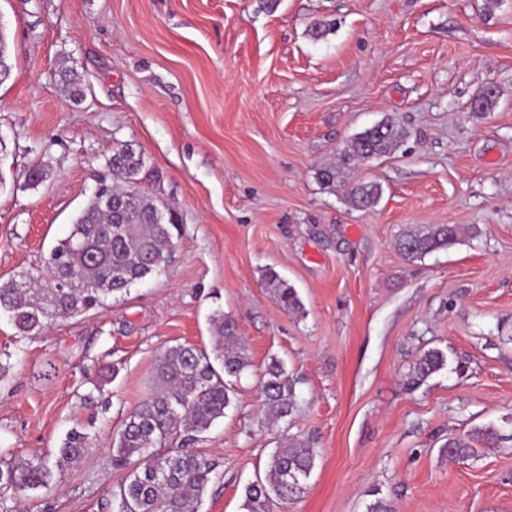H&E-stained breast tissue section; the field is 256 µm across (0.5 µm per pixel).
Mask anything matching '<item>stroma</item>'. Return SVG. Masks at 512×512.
I'll return each instance as SVG.
<instances>
[{"mask_svg":"<svg viewBox=\"0 0 512 512\" xmlns=\"http://www.w3.org/2000/svg\"><path fill=\"white\" fill-rule=\"evenodd\" d=\"M321 17L336 28L316 41ZM0 32V282L40 269L125 144L146 161L137 189L183 224L166 272L103 306L29 338L0 317V461L55 456L75 427L95 443L28 512H102L122 478L112 438L157 356L213 351L217 312L253 366L195 445L220 473L199 512H244L292 437L315 466L275 512H366L377 495L395 512H512V446L442 451L476 427L512 432V0H0ZM490 84L495 107L473 111ZM384 119L399 148L322 186L317 169ZM359 181L380 183L373 208L346 202ZM435 224L459 240L405 259L397 238ZM269 268L304 314L281 308ZM431 348L444 368L408 386ZM274 359L295 398L270 425L258 375Z\"/></svg>","mask_w":512,"mask_h":512,"instance_id":"35a3bbf8","label":"stroma"}]
</instances>
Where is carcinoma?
Wrapping results in <instances>:
<instances>
[{"label":"carcinoma","mask_w":512,"mask_h":512,"mask_svg":"<svg viewBox=\"0 0 512 512\" xmlns=\"http://www.w3.org/2000/svg\"><path fill=\"white\" fill-rule=\"evenodd\" d=\"M332 31L333 22L327 19L313 21L308 29L315 40L325 39ZM60 80L70 99L83 97L79 78L69 68L60 69ZM496 102V87L487 86L475 98L473 109L489 112ZM401 138L391 121L382 120L355 135L334 162L318 169L316 177L323 185L332 186L366 156L391 154ZM144 165L143 154L132 145L115 149L107 159V168L118 182L109 186L112 206L92 195L69 235L50 251L40 274L20 273L0 283V313L8 316L19 335L39 333L58 318L86 313L109 296L169 267L180 237L179 217L173 209L135 189ZM379 195L378 183H360L349 190L348 202L365 210L376 204ZM459 235L457 226L437 224L406 232L396 246L406 258L421 259L448 248ZM264 280L285 311L303 310L296 289L278 273L268 269ZM211 325L215 346L222 351L220 367H215L207 351L193 345L164 349L157 358L153 392L127 416L112 442V467L127 471L112 492V512H198L202 496L216 477L217 464L191 446L224 417L232 403L234 383L251 366L246 349L239 346L234 322L218 313L211 318ZM444 361L445 355L438 349L423 352L413 366L412 382L428 378ZM260 379L267 416L276 421L290 416L294 380L283 363L271 361ZM174 440L177 448L158 452ZM504 440L494 428L475 429L448 437L445 452L450 459L464 460L475 455L473 443L481 441L496 448ZM92 449L90 434L72 430L52 463L40 457L1 461L0 512H19L29 493L51 487L54 471H63ZM314 464L315 453L305 441L295 439L275 451L265 479L245 488V512H274L275 505L299 497Z\"/></svg>","instance_id":"1"}]
</instances>
